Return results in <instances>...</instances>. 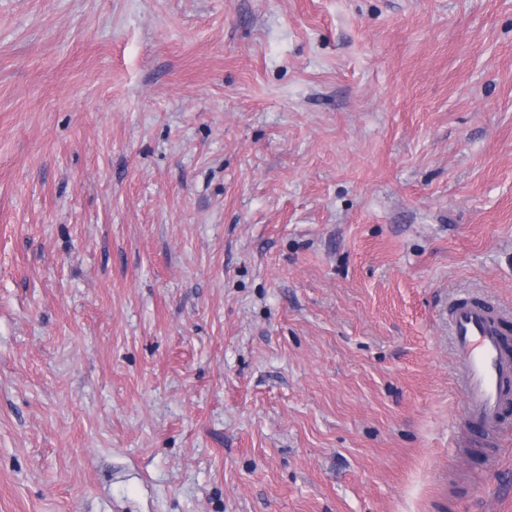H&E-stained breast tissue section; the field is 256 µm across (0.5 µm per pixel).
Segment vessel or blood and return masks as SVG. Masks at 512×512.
I'll list each match as a JSON object with an SVG mask.
<instances>
[{
    "label": "vessel or blood",
    "instance_id": "vessel-or-blood-1",
    "mask_svg": "<svg viewBox=\"0 0 512 512\" xmlns=\"http://www.w3.org/2000/svg\"><path fill=\"white\" fill-rule=\"evenodd\" d=\"M451 328L466 396V416L479 427L497 430L504 409L512 404V349L488 307H457Z\"/></svg>",
    "mask_w": 512,
    "mask_h": 512
}]
</instances>
